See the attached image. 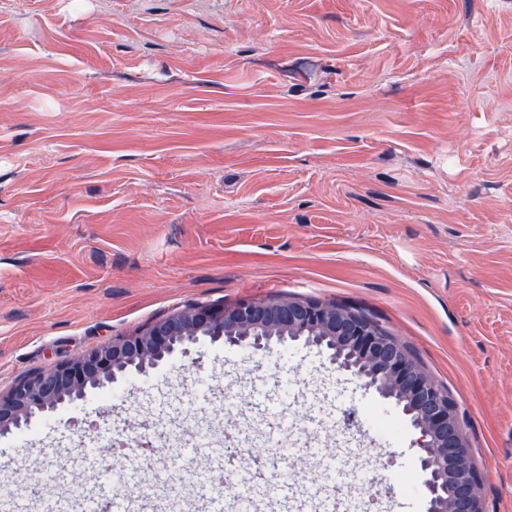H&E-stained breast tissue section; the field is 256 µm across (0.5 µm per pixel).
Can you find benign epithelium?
<instances>
[{
	"instance_id": "benign-epithelium-1",
	"label": "benign epithelium",
	"mask_w": 512,
	"mask_h": 512,
	"mask_svg": "<svg viewBox=\"0 0 512 512\" xmlns=\"http://www.w3.org/2000/svg\"><path fill=\"white\" fill-rule=\"evenodd\" d=\"M324 348L336 371L400 408L420 451L426 512H484L481 477L448 394L395 337L380 334L354 312L312 300L271 299L227 310L194 306L123 336L72 362L31 373L0 394V436L30 427L32 418L84 400L132 369L142 372L209 340L261 357L290 342Z\"/></svg>"
}]
</instances>
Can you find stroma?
I'll use <instances>...</instances> for the list:
<instances>
[{"mask_svg":"<svg viewBox=\"0 0 512 512\" xmlns=\"http://www.w3.org/2000/svg\"><path fill=\"white\" fill-rule=\"evenodd\" d=\"M270 298L373 315L455 403L485 512H512V0H0V393ZM115 388L0 441V483L59 495L49 470L92 445L127 494L143 420L166 439L144 486L206 441L301 487L334 463L352 512L375 467L384 512H425L414 433L316 348L207 344ZM371 410L398 435L361 433Z\"/></svg>","mask_w":512,"mask_h":512,"instance_id":"35a3bbf8","label":"stroma"}]
</instances>
